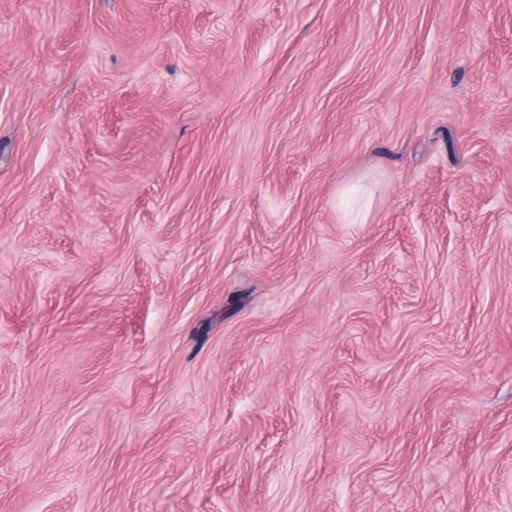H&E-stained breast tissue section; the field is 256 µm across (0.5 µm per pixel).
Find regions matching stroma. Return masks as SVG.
Returning a JSON list of instances; mask_svg holds the SVG:
<instances>
[{
  "label": "stroma",
  "mask_w": 512,
  "mask_h": 512,
  "mask_svg": "<svg viewBox=\"0 0 512 512\" xmlns=\"http://www.w3.org/2000/svg\"><path fill=\"white\" fill-rule=\"evenodd\" d=\"M512 0H0V512H512Z\"/></svg>",
  "instance_id": "obj_1"
}]
</instances>
